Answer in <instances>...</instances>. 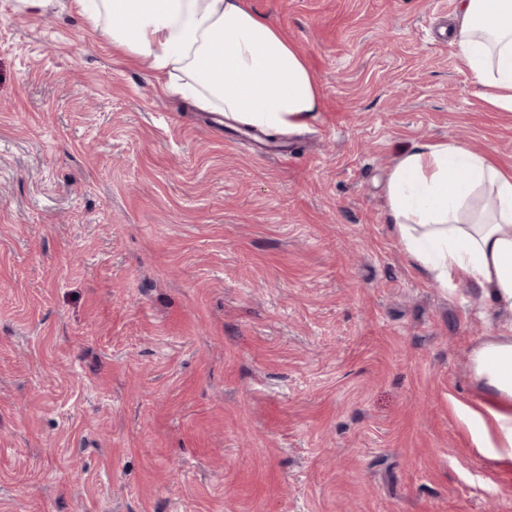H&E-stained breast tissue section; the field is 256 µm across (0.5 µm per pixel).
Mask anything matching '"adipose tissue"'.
Here are the masks:
<instances>
[{"label": "adipose tissue", "instance_id": "adipose-tissue-1", "mask_svg": "<svg viewBox=\"0 0 512 512\" xmlns=\"http://www.w3.org/2000/svg\"><path fill=\"white\" fill-rule=\"evenodd\" d=\"M40 16L59 5L113 46L148 58L158 85L190 93L244 125L294 131L321 109L306 57L248 0H17ZM454 41L474 83L512 112V0H459ZM387 214L406 254L442 288L466 281L505 316L475 348L483 393L479 447L512 461V172L457 142L402 151L386 184Z\"/></svg>", "mask_w": 512, "mask_h": 512}]
</instances>
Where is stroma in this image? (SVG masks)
<instances>
[{"mask_svg":"<svg viewBox=\"0 0 512 512\" xmlns=\"http://www.w3.org/2000/svg\"><path fill=\"white\" fill-rule=\"evenodd\" d=\"M323 107L261 156L72 14L0 0V512H512L476 447L499 314L389 224L399 152L512 170L458 0H249Z\"/></svg>","mask_w":512,"mask_h":512,"instance_id":"35a3bbf8","label":"stroma"}]
</instances>
